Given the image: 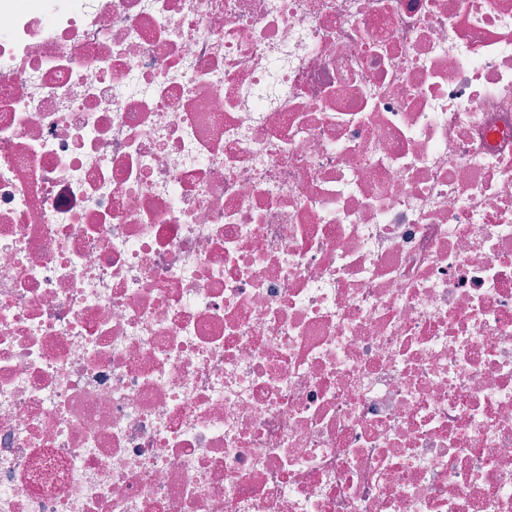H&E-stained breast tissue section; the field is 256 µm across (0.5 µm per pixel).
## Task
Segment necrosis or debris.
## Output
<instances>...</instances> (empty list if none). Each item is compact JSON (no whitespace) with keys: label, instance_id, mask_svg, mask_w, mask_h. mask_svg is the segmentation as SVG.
<instances>
[{"label":"necrosis or debris","instance_id":"necrosis-or-debris-1","mask_svg":"<svg viewBox=\"0 0 512 512\" xmlns=\"http://www.w3.org/2000/svg\"><path fill=\"white\" fill-rule=\"evenodd\" d=\"M0 512H512V0H0Z\"/></svg>","mask_w":512,"mask_h":512}]
</instances>
